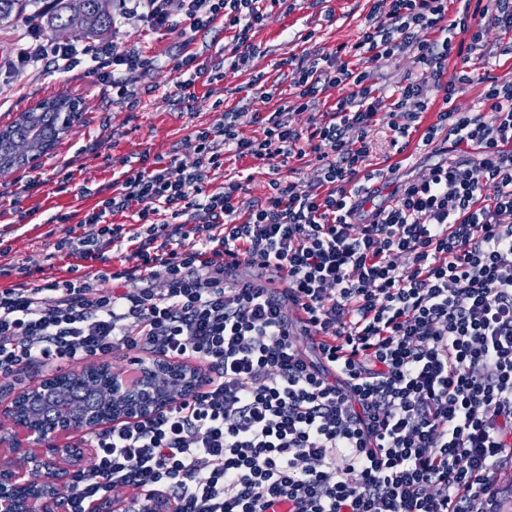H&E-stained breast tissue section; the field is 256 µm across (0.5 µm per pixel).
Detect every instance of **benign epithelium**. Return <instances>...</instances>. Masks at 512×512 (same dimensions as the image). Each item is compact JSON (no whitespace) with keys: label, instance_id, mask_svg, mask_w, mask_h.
I'll list each match as a JSON object with an SVG mask.
<instances>
[{"label":"benign epithelium","instance_id":"benign-epithelium-1","mask_svg":"<svg viewBox=\"0 0 512 512\" xmlns=\"http://www.w3.org/2000/svg\"><path fill=\"white\" fill-rule=\"evenodd\" d=\"M79 104L58 113V136L66 135L79 113ZM0 171L34 165L52 146L32 137H19L0 129ZM199 365L164 360L158 356L139 359L137 376L112 372L104 361L88 364L79 373H51L16 387L0 386V512H49L56 496L54 482L78 472L82 458L93 452L90 438L112 426L146 419L164 409L200 378ZM89 377L105 386L103 412L84 411L68 396L69 389ZM82 432L81 444L70 441ZM108 512H176L172 501L156 494L117 496L109 499Z\"/></svg>","mask_w":512,"mask_h":512}]
</instances>
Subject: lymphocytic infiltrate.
Masks as SVG:
<instances>
[{"mask_svg":"<svg viewBox=\"0 0 512 512\" xmlns=\"http://www.w3.org/2000/svg\"><path fill=\"white\" fill-rule=\"evenodd\" d=\"M147 26L192 41L223 21L246 63L264 19L260 0H142ZM373 0L357 41L292 70V108L274 110L262 137L244 136L237 115L195 130L190 156L163 168L123 172L116 190L84 212L89 233L57 251L87 270L36 283L26 264L0 287V377L62 359L118 351L199 362L191 394L149 419L94 439L93 470L75 474L66 512L141 487L178 512H502L512 469V82L490 80L492 120L459 109L467 65L488 27L512 32V0ZM412 52L420 78L390 100L373 75ZM367 62L358 69L346 55ZM462 69L442 75L449 57ZM22 61L90 73L131 102L135 74L153 64L91 44H37ZM343 85L331 118L294 125L329 86ZM436 124L473 147L442 160L370 207L355 187L382 109L406 138L430 92ZM333 148L321 152L322 144ZM318 152V187L270 183L263 203L241 209L238 183L207 192L225 151L285 162ZM134 212L139 264L116 268L124 242L114 215ZM163 276V290L140 280Z\"/></svg>","mask_w":512,"mask_h":512,"instance_id":"f902f5d3","label":"lymphocytic infiltrate"}]
</instances>
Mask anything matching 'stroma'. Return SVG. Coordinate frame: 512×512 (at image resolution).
I'll return each instance as SVG.
<instances>
[{"label": "stroma", "mask_w": 512, "mask_h": 512, "mask_svg": "<svg viewBox=\"0 0 512 512\" xmlns=\"http://www.w3.org/2000/svg\"><path fill=\"white\" fill-rule=\"evenodd\" d=\"M370 7L369 0H280L268 8L252 40L249 61L238 67L233 64V31L214 23L198 32L190 47L196 69L222 67L223 81L210 86L196 77V69L174 71L183 50L177 34L149 30L128 0H116L112 8L115 24L107 43L115 53L136 49L154 60L153 66L136 75L138 102L133 107L114 100L111 87L91 76L86 65L67 72L42 63L16 65L18 52L30 46L37 33L24 13L1 24L0 128L11 125L41 100L61 93L78 100L82 112L37 166L0 173V239L11 248L0 256V285L10 283L9 268L22 261L41 269L43 278L67 276L72 262L59 256L57 241L68 231L84 233L78 216L99 197L111 195L113 174L125 163L165 166L172 159L186 158L187 136L197 128L221 124L228 112L237 113L245 136L261 135L262 116L293 101L291 62L335 51L341 43H354ZM484 39L492 56L486 62L471 61L475 80L456 103L489 119L493 116L490 104L480 98L482 79L512 81V33L491 27ZM389 122L387 112H380L369 133L373 163L381 168L398 167L375 198L378 206L390 203L402 182L426 175L444 157L445 142L440 137L425 147L418 136H411L405 150L395 153ZM66 165L74 174V188L62 192L57 186L58 172ZM318 166L313 153L276 166L229 153L223 168L209 173L206 188L214 191L226 181H238L240 200L248 207L263 201L274 178L295 183L301 191L308 189L317 178ZM36 177L43 183L34 188L30 182ZM26 210L35 211L36 221L19 225L17 215ZM66 212L74 214L73 222L54 223L56 214Z\"/></svg>", "instance_id": "stroma-1"}]
</instances>
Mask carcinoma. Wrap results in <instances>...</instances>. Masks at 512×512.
I'll return each mask as SVG.
<instances>
[{"mask_svg":"<svg viewBox=\"0 0 512 512\" xmlns=\"http://www.w3.org/2000/svg\"><path fill=\"white\" fill-rule=\"evenodd\" d=\"M37 0H0V24L9 21L12 15L26 10ZM51 10H35L29 14L32 26L49 34L51 40L65 43L79 33L87 39L96 40L112 29V0H85V9L80 14L71 11L68 0H53ZM67 98L55 96L42 101L39 117V135L53 141L56 136V116L59 106Z\"/></svg>","mask_w":512,"mask_h":512,"instance_id":"carcinoma-1","label":"carcinoma"}]
</instances>
